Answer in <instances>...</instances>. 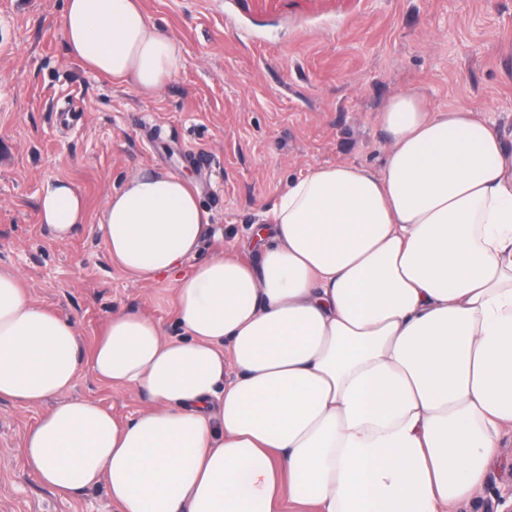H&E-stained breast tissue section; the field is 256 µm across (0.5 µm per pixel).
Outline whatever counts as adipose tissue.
I'll return each instance as SVG.
<instances>
[{"label": "adipose tissue", "mask_w": 512, "mask_h": 512, "mask_svg": "<svg viewBox=\"0 0 512 512\" xmlns=\"http://www.w3.org/2000/svg\"><path fill=\"white\" fill-rule=\"evenodd\" d=\"M67 55L150 95L180 41L141 0H65ZM385 165L321 166L256 229L184 270L210 224L197 187L130 172L102 213L106 250L135 280L172 279L178 335L118 312L91 349L0 267V401H53L19 453L62 496L105 484L112 512H453L512 430V151L457 104L393 95ZM39 217L56 240L87 219L66 179ZM142 393L118 421L73 397L81 373Z\"/></svg>", "instance_id": "1"}]
</instances>
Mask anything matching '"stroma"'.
Wrapping results in <instances>:
<instances>
[{
  "label": "stroma",
  "mask_w": 512,
  "mask_h": 512,
  "mask_svg": "<svg viewBox=\"0 0 512 512\" xmlns=\"http://www.w3.org/2000/svg\"><path fill=\"white\" fill-rule=\"evenodd\" d=\"M159 31L179 39L184 69L151 97L71 61L64 0H0V266L38 305L75 322L91 347L118 311L178 335L168 283H141L109 257L99 219L138 168L196 181L211 226L193 267L237 245L289 182L316 166L387 159L378 115L418 91L437 109L468 104L512 150V0H142ZM84 195L86 224L60 242L38 218L43 182ZM74 396L135 416L141 394L81 374ZM37 409L0 402V512H110L106 485L64 498L17 454ZM512 493V440L484 487L456 512H501Z\"/></svg>",
  "instance_id": "1"
}]
</instances>
